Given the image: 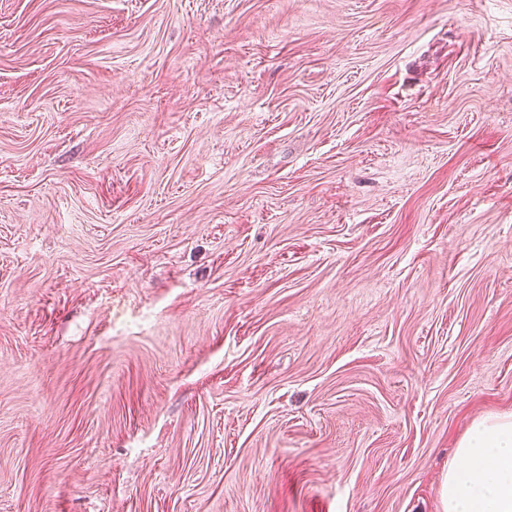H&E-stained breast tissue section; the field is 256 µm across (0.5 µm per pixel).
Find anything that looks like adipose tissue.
<instances>
[{
  "instance_id": "obj_1",
  "label": "adipose tissue",
  "mask_w": 512,
  "mask_h": 512,
  "mask_svg": "<svg viewBox=\"0 0 512 512\" xmlns=\"http://www.w3.org/2000/svg\"><path fill=\"white\" fill-rule=\"evenodd\" d=\"M442 512H512V414L477 420L461 438Z\"/></svg>"
}]
</instances>
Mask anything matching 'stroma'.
<instances>
[{"label":"stroma","mask_w":512,"mask_h":512,"mask_svg":"<svg viewBox=\"0 0 512 512\" xmlns=\"http://www.w3.org/2000/svg\"><path fill=\"white\" fill-rule=\"evenodd\" d=\"M512 413V0H0V512H442Z\"/></svg>","instance_id":"obj_1"}]
</instances>
